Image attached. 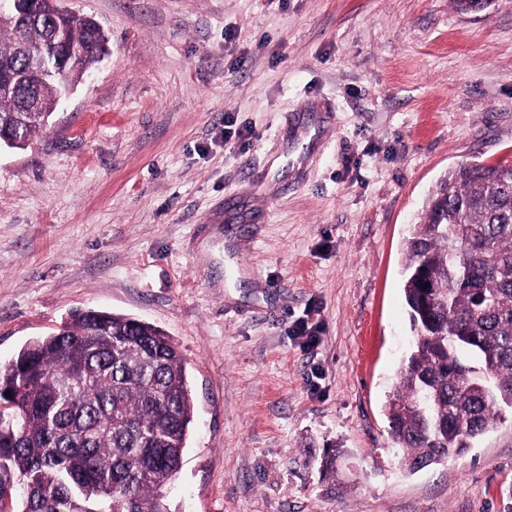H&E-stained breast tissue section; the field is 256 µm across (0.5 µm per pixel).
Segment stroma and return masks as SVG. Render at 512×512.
<instances>
[{
    "label": "stroma",
    "mask_w": 512,
    "mask_h": 512,
    "mask_svg": "<svg viewBox=\"0 0 512 512\" xmlns=\"http://www.w3.org/2000/svg\"><path fill=\"white\" fill-rule=\"evenodd\" d=\"M60 5L109 52L0 150V365L77 308L161 327L196 405L171 512H512L511 408L413 472L385 410L410 224L512 164V0Z\"/></svg>",
    "instance_id": "35a3bbf8"
}]
</instances>
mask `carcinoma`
<instances>
[{"mask_svg":"<svg viewBox=\"0 0 512 512\" xmlns=\"http://www.w3.org/2000/svg\"><path fill=\"white\" fill-rule=\"evenodd\" d=\"M39 2L26 47L16 45L15 15L0 12L1 67L22 73L42 54L56 14ZM66 27L75 55L61 75L73 86L109 39L72 14ZM29 95L24 84L0 91V130L18 128L23 147L55 107L48 91L44 111L24 112ZM404 255L416 338L386 410L411 471L462 453L512 407V166L450 168ZM193 420L186 366L169 336L127 315L76 310L0 365V512H170Z\"/></svg>","mask_w":512,"mask_h":512,"instance_id":"cac0c4a2","label":"carcinoma"}]
</instances>
